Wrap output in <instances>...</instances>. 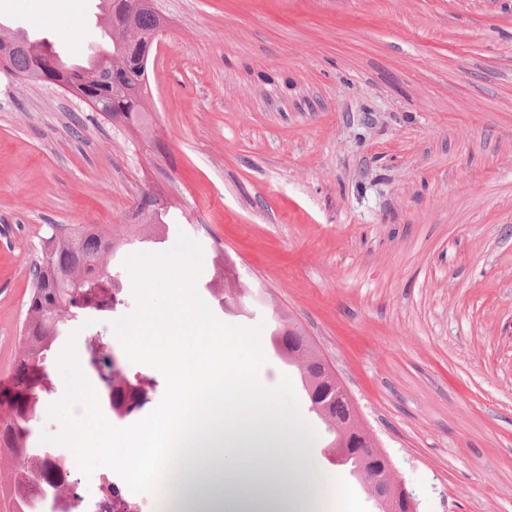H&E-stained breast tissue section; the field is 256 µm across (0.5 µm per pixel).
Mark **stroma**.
<instances>
[{
  "label": "stroma",
  "instance_id": "obj_1",
  "mask_svg": "<svg viewBox=\"0 0 512 512\" xmlns=\"http://www.w3.org/2000/svg\"><path fill=\"white\" fill-rule=\"evenodd\" d=\"M84 0H0L82 51ZM146 133L60 89L0 77V391L11 387L49 225L94 224L117 246L125 308L67 327L34 430L56 443L100 391L65 360L73 337L114 338L149 303L183 304L246 336L254 377L311 433L310 454L353 503L375 501L331 441L269 324L301 327L339 373L419 512H512V0H156ZM67 33H60V20ZM162 191L182 222L150 251L128 224ZM223 251L262 304L219 307L198 275ZM141 412L99 416L117 470L124 435L174 400L163 367Z\"/></svg>",
  "mask_w": 512,
  "mask_h": 512
}]
</instances>
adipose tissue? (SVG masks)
Returning <instances> with one entry per match:
<instances>
[{"label":"adipose tissue","mask_w":512,"mask_h":512,"mask_svg":"<svg viewBox=\"0 0 512 512\" xmlns=\"http://www.w3.org/2000/svg\"><path fill=\"white\" fill-rule=\"evenodd\" d=\"M129 328L127 356L152 354L177 398L127 436L120 464L128 482L171 477L178 492L167 512H313L331 479L305 452V430L279 413L277 395L258 386L250 362L238 357L245 338L205 327L178 306L144 307ZM94 427L87 415L68 425L76 456L110 452L111 435ZM173 430L180 446L170 450Z\"/></svg>","instance_id":"obj_1"}]
</instances>
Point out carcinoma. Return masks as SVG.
Segmentation results:
<instances>
[{"label": "carcinoma", "instance_id": "carcinoma-1", "mask_svg": "<svg viewBox=\"0 0 512 512\" xmlns=\"http://www.w3.org/2000/svg\"><path fill=\"white\" fill-rule=\"evenodd\" d=\"M102 2L109 5L106 14V26L112 32L109 48L81 71H68L55 64L42 84L62 89L101 117L121 120L130 129L139 130L145 125L148 111V71L140 68L139 49L159 29L162 17L155 10L153 0H142L134 9L129 7L128 0ZM1 37L12 40L16 49L0 60V72L28 79L34 54L44 56L46 52L39 43L23 41L0 27ZM164 212L162 195L154 192L145 197L134 220L158 231ZM42 249L64 268V277L48 281L45 273L39 270L35 273L30 316L16 360L15 373L21 377L17 378L13 392L7 394V415L0 418V455L5 453L11 460L9 488L14 495L22 494L20 512H41L42 493L49 486L53 490L50 512H57L70 494V485L56 479L61 456L31 446L42 403L52 388L49 362L61 336V319L70 321L86 311L110 312L123 302L121 292L117 291L119 278L109 271L107 263L116 244L112 236L96 225H62L56 231L51 229L42 241ZM225 263L224 252H217L214 280L207 286L221 306L226 292ZM271 336L278 354L299 370L311 410L329 431L336 432V425L347 420L349 404L334 388L318 396L325 385V366L314 343L295 328L277 326ZM88 364L98 373L102 398L120 416L142 409L155 390L153 379L145 375L132 377L123 368H115L112 347L100 337L89 342ZM371 459L367 442H361L358 452L352 455V463L367 481L373 473Z\"/></svg>", "mask_w": 512, "mask_h": 512}]
</instances>
